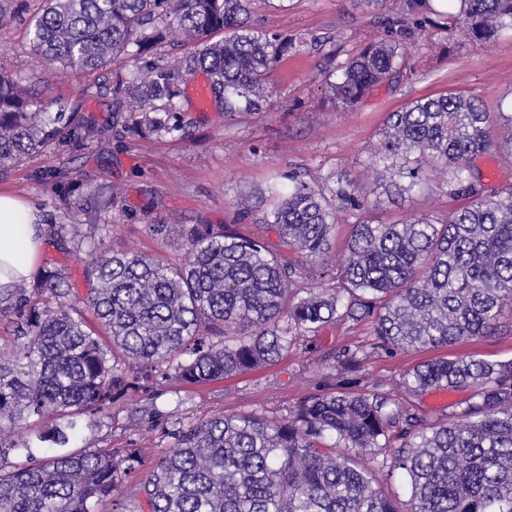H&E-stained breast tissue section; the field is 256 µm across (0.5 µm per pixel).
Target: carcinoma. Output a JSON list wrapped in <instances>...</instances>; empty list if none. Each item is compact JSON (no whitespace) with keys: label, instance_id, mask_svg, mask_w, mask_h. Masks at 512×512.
Segmentation results:
<instances>
[{"label":"carcinoma","instance_id":"obj_1","mask_svg":"<svg viewBox=\"0 0 512 512\" xmlns=\"http://www.w3.org/2000/svg\"><path fill=\"white\" fill-rule=\"evenodd\" d=\"M252 0H44L32 18L31 52L63 69L112 75V99L137 115L141 133L178 130L173 101L180 79L202 70L227 112H254L270 96L268 78L299 43L255 29ZM464 23L477 46L512 29V0H404L384 18L377 41L337 66L330 84L348 111L398 76L400 39L410 29L453 33ZM222 32L224 38L214 40ZM164 43L193 50L164 64ZM136 73L115 69L122 56ZM101 133L77 112L43 111L0 71V175L54 140L78 147ZM512 162V114L449 92L392 113L378 161L409 179L385 193L412 190L429 169L446 193L469 204L443 218L351 225L335 261L336 210L363 206L357 184L294 176L267 188V241L211 224L182 230L179 264L118 252L88 254L85 294L51 263L32 281L0 295V512H98L118 504L131 479L129 512H512V361L471 355L425 360L404 376L416 396L468 389L467 407L443 423L415 406L391 405L385 392L336 386L311 394L288 416L219 413L192 423L167 417L171 448L70 449L85 417L112 410L130 392L172 378L222 380L278 361L294 340L336 321H368L375 346L435 349L491 336L512 318V183L491 185L476 160ZM332 285L295 287L307 264ZM337 358L358 372L362 350ZM382 456L381 472H402L410 492L400 510L353 455ZM26 463L15 466L12 455Z\"/></svg>","mask_w":512,"mask_h":512}]
</instances>
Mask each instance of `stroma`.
Instances as JSON below:
<instances>
[{
	"instance_id": "35a3bbf8",
	"label": "stroma",
	"mask_w": 512,
	"mask_h": 512,
	"mask_svg": "<svg viewBox=\"0 0 512 512\" xmlns=\"http://www.w3.org/2000/svg\"><path fill=\"white\" fill-rule=\"evenodd\" d=\"M403 0H254L251 21L273 35L298 36L306 43L291 53L270 78L274 94L257 112H227L216 101L198 108L188 95L177 100L179 132L141 137L129 113L116 111L112 79L77 74L45 65L29 50L27 25L41 0H10L11 19L0 25V66L15 78L31 81L46 111L77 112L104 125L102 136L76 149L51 143L22 166L0 175L7 190L34 204L43 224H75L82 249L44 244L42 262L65 267L77 290H84L89 252L124 249L180 262L181 230L193 224H226L251 237H266L263 216L271 202L267 186L294 172L305 181H356L368 207L336 212V256H343L351 224L367 220L389 224L428 214L444 217L466 205L449 197L438 176L423 179L413 192L386 197V172L376 162L381 131L389 113L427 96L449 91L475 97L494 112H512V32L474 45L464 34L415 31L402 43L400 74L391 85L374 89L351 112L337 111L326 88L336 65L359 52L380 33L382 17L402 9ZM167 225L166 235L149 227ZM370 323L339 322L308 333L275 364L224 378L206 386L171 380L154 393H138L96 415L75 441L79 448L136 445L162 453L172 443L143 409L156 405L186 421L219 412H257L271 418L311 394L335 387L352 373L334 354L347 346L368 358L357 391L382 384L392 398L413 402L429 419L460 414L469 390L429 391L415 397L401 385L403 374L431 352L391 353L373 348ZM470 354L487 361L512 360V328L445 349V357Z\"/></svg>"
}]
</instances>
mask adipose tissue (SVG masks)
I'll return each mask as SVG.
<instances>
[{
    "label": "adipose tissue",
    "mask_w": 512,
    "mask_h": 512,
    "mask_svg": "<svg viewBox=\"0 0 512 512\" xmlns=\"http://www.w3.org/2000/svg\"><path fill=\"white\" fill-rule=\"evenodd\" d=\"M45 226L29 202L0 193V293L31 276L43 249Z\"/></svg>",
    "instance_id": "1"
}]
</instances>
